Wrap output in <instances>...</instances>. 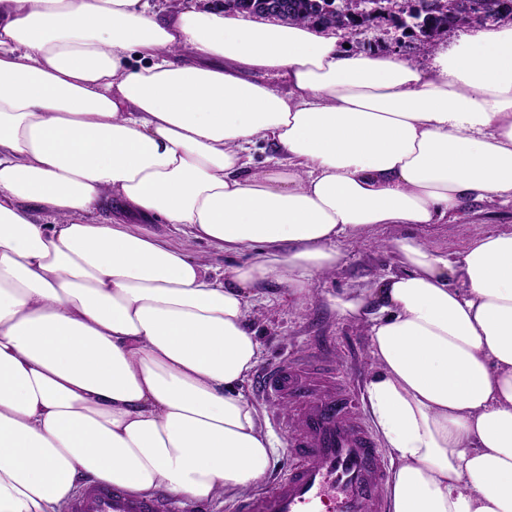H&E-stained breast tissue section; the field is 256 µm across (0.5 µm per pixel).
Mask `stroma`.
Masks as SVG:
<instances>
[{"instance_id": "stroma-1", "label": "stroma", "mask_w": 512, "mask_h": 512, "mask_svg": "<svg viewBox=\"0 0 512 512\" xmlns=\"http://www.w3.org/2000/svg\"><path fill=\"white\" fill-rule=\"evenodd\" d=\"M341 41L354 48L374 47L408 61L425 58L415 34L387 25L342 34ZM511 230L512 203L494 200L465 207L457 218L443 224L423 229L382 224L366 232L363 241L345 242L342 264L333 275L314 283L310 300L288 301L282 286L276 284L257 297L250 321L262 347L259 370L304 351L324 349L336 360L337 377L357 400H364L373 373L370 339L364 327L337 317L330 297L374 287L385 274L396 271L392 243L401 237H425L432 246L453 255L476 237Z\"/></svg>"}]
</instances>
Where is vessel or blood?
Instances as JSON below:
<instances>
[{
  "mask_svg": "<svg viewBox=\"0 0 512 512\" xmlns=\"http://www.w3.org/2000/svg\"><path fill=\"white\" fill-rule=\"evenodd\" d=\"M260 394L294 463L272 492L238 512H381L386 462L361 407L313 357L283 362L261 376ZM66 512H169L166 501L137 499L100 484L84 487Z\"/></svg>",
  "mask_w": 512,
  "mask_h": 512,
  "instance_id": "1",
  "label": "vessel or blood"
}]
</instances>
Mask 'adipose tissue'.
Wrapping results in <instances>:
<instances>
[{
  "label": "adipose tissue",
  "mask_w": 512,
  "mask_h": 512,
  "mask_svg": "<svg viewBox=\"0 0 512 512\" xmlns=\"http://www.w3.org/2000/svg\"><path fill=\"white\" fill-rule=\"evenodd\" d=\"M429 58L194 0H0V512L264 475L256 288L304 301L364 231L512 201V22ZM107 199L122 216L87 222ZM199 240L256 257L221 276ZM393 247L399 271L331 300L368 330L390 512H512V231Z\"/></svg>",
  "instance_id": "adipose-tissue-1"
}]
</instances>
